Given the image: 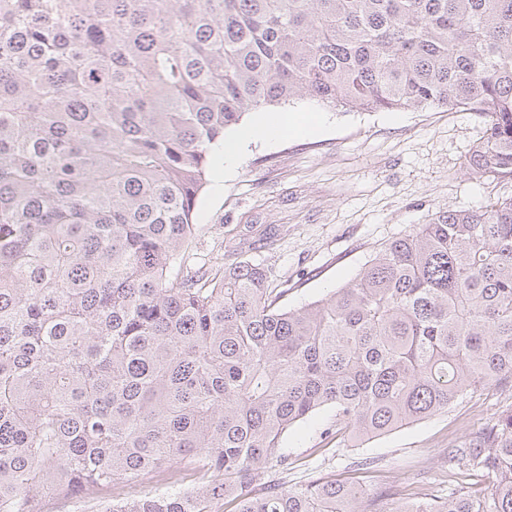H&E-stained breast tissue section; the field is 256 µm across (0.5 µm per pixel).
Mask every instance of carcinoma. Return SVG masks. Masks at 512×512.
I'll use <instances>...</instances> for the list:
<instances>
[{
  "label": "carcinoma",
  "instance_id": "obj_1",
  "mask_svg": "<svg viewBox=\"0 0 512 512\" xmlns=\"http://www.w3.org/2000/svg\"><path fill=\"white\" fill-rule=\"evenodd\" d=\"M304 97L479 112L468 168L512 185V0H0V512L188 469L96 512H512V407L438 500L266 480L324 408L359 445L512 384V196L296 309L248 258L175 272L226 130ZM180 487L179 484H173V479L169 480L165 476H149L139 486L126 488L124 493L127 497L162 496L173 493Z\"/></svg>",
  "mask_w": 512,
  "mask_h": 512
}]
</instances>
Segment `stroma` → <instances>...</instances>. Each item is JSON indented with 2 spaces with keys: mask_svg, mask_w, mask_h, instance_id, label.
Segmentation results:
<instances>
[{
  "mask_svg": "<svg viewBox=\"0 0 512 512\" xmlns=\"http://www.w3.org/2000/svg\"><path fill=\"white\" fill-rule=\"evenodd\" d=\"M286 110L321 125L250 144L230 177L209 173L193 213L199 231L182 271L195 270L203 254L229 264L244 251L275 283L288 284L279 305L298 308L339 288L387 243L436 212L477 208L504 192L467 166L487 130L478 113L348 112L310 98ZM509 403L508 390L481 387L446 412L357 448L333 432L334 412L326 409L289 431L284 444L292 465L271 468L268 476L291 484L355 478L371 496L406 482L421 497H444L450 443Z\"/></svg>",
  "mask_w": 512,
  "mask_h": 512,
  "instance_id": "1",
  "label": "stroma"
}]
</instances>
